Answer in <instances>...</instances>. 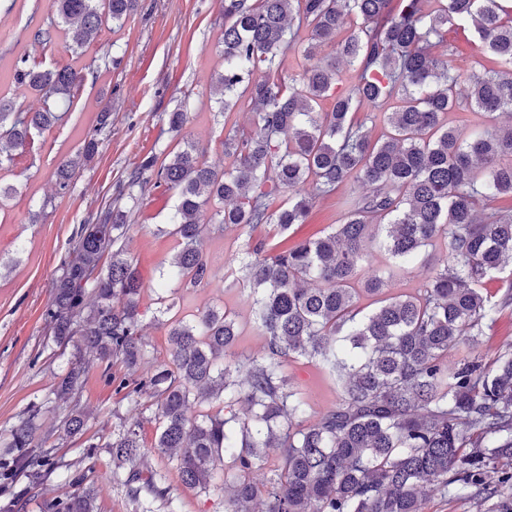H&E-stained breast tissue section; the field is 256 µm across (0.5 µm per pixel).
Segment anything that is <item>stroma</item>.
<instances>
[{"label": "stroma", "mask_w": 512, "mask_h": 512, "mask_svg": "<svg viewBox=\"0 0 512 512\" xmlns=\"http://www.w3.org/2000/svg\"><path fill=\"white\" fill-rule=\"evenodd\" d=\"M56 19L54 0H0V95L13 99L17 109L25 112L47 104L63 115L61 123L37 136L33 145L14 151L11 168L0 170V185L16 188L0 203V256L12 261L9 268L0 270V436L30 403L45 404L35 438L55 445L60 467L28 495L22 512H42L44 501L65 496L70 490L66 475L75 469L85 473V485L96 497L98 512H139L124 487L113 480L112 451L106 446L112 414L126 412L127 404L114 386L104 382L98 365H90L79 397L81 406L93 412L86 434L100 444L95 460L85 458L81 439L61 441L52 433L60 421L55 376L77 355L72 346L58 351L45 321L53 281L75 229L116 201L119 185L142 156L172 151L188 140L204 148L209 163L223 165L225 135L232 127L247 126L250 112L241 106L221 113L211 93L215 76L224 66L219 0H138L122 27L104 24L95 41L79 54L73 53L69 36L62 32L53 43L34 42V32ZM448 45L446 58L459 75L458 93L463 96L482 59L481 47L472 31L453 27L448 30ZM23 56L42 69L84 70L86 79L70 102L43 99L12 81L14 66ZM107 108L112 111L110 133L101 138L95 158L77 167L69 190L57 193V168L76 159L99 112ZM178 109L187 117L182 129L173 132L167 115ZM362 192L358 183L350 181L336 195L316 198L308 223L291 228L292 239L318 236L330 225L342 223L340 199ZM137 198L124 245L143 283L140 304L145 313L142 334L147 357L160 363L169 356L168 327L153 316L160 275L168 271L177 249L175 239L162 231L176 196L149 184ZM253 235L272 243L278 240L264 227L226 229L205 243L211 277L203 287L186 294L177 282L167 285L181 314L195 315L210 306L231 310L240 324L235 353L241 358L262 353L265 339L254 322L247 292L226 287L225 272L231 255L241 251ZM439 255L438 248L427 247L421 267L392 275L388 256L374 246L360 275L385 276V292L390 296L412 292L423 283L425 265ZM284 372L290 385L304 394L311 416L334 404L336 387L319 365L293 359L285 363ZM141 433L144 464L167 471L178 512H225L222 490L204 493L182 485L176 469L154 446V420L143 419Z\"/></svg>", "instance_id": "stroma-1"}]
</instances>
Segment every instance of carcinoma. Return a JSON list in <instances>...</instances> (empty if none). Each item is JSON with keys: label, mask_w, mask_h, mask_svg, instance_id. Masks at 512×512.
I'll list each match as a JSON object with an SVG mask.
<instances>
[{"label": "carcinoma", "mask_w": 512, "mask_h": 512, "mask_svg": "<svg viewBox=\"0 0 512 512\" xmlns=\"http://www.w3.org/2000/svg\"><path fill=\"white\" fill-rule=\"evenodd\" d=\"M78 50L102 25L123 24L137 0H55ZM224 68L214 82L222 110L245 99L251 128L224 138V169L204 160L189 142L159 158H142L119 190L136 200L149 178L177 194L165 233L178 242L167 276L194 290L211 273L204 240L229 226H267L286 233L306 222L314 196H330L353 179L369 188L346 203L342 223L291 247L250 239L232 284L250 295L263 354L229 362L238 332L235 316L208 309L192 320L168 319V361L142 373V283L123 238L131 209L108 205L96 222L81 224L54 281L45 312L54 343L76 345L105 363L102 376L123 394L130 414L118 423L113 478L142 512L159 501L177 512L166 474L144 469L141 422L154 410V447L176 463L181 482L208 489L224 475L227 512H420L423 492H467L474 503L512 501V346L491 362L474 351L495 316L512 308V277L495 295L483 279L512 259V5L507 0H221ZM473 27L495 67L471 75L468 107L477 116L461 137L443 122L458 107L457 79L437 53L448 27ZM301 57L297 75L284 60ZM333 110L319 101L341 82ZM262 69L266 77L250 80ZM83 70H42L20 58L13 81L49 99L70 98ZM395 102L383 113L386 138L371 141L356 112L365 103ZM61 114L49 108L17 112L0 98V169L9 150L31 144ZM112 113L101 112L84 141L89 162ZM74 168L56 172L61 193ZM217 205L210 224L200 222ZM392 260L389 274L406 270L422 251L443 242L437 265L426 269L416 293L382 297L381 277L362 279L370 243ZM375 297L366 312L362 296ZM460 353L453 367L448 356ZM315 362L336 385L337 399L309 421L303 394L287 383L283 363ZM126 372L112 374V362ZM86 360L71 362L56 383L65 403L64 436L84 435L88 413L68 402L80 393ZM153 400L148 405L147 400ZM218 414L186 416L191 403ZM42 406L31 404L9 431L0 453V512H18L17 482L47 480L57 468L53 449L34 441ZM278 454L264 490L252 474ZM73 492L45 512H97L85 474L67 476Z\"/></svg>", "instance_id": "cac0c4a2"}]
</instances>
